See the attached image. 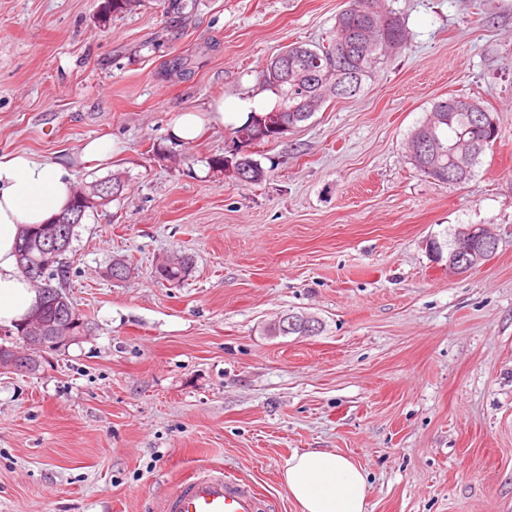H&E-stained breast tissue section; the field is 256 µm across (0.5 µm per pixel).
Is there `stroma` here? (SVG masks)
<instances>
[{"instance_id": "1", "label": "stroma", "mask_w": 512, "mask_h": 512, "mask_svg": "<svg viewBox=\"0 0 512 512\" xmlns=\"http://www.w3.org/2000/svg\"><path fill=\"white\" fill-rule=\"evenodd\" d=\"M349 2L195 0L178 25L144 0L103 28L100 0H0V156L62 162L80 189L125 184L67 255L85 334L0 370V512H161L206 468L298 512L283 472L309 449L363 467L368 512H512V0H381L406 46L357 97L257 147L260 184L206 164L232 123L170 141L181 113L260 95L269 61L326 42ZM175 57L185 70L165 75ZM452 94L499 129L454 187L405 150ZM102 136L111 160L82 161ZM464 224L491 225L498 248L454 275L430 243ZM170 256L192 261L177 284L154 276ZM293 313L320 331L269 334Z\"/></svg>"}]
</instances>
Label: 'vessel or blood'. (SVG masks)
<instances>
[{"mask_svg":"<svg viewBox=\"0 0 512 512\" xmlns=\"http://www.w3.org/2000/svg\"><path fill=\"white\" fill-rule=\"evenodd\" d=\"M253 485L227 472L201 470L177 482L164 498L161 512H265Z\"/></svg>","mask_w":512,"mask_h":512,"instance_id":"vessel-or-blood-1","label":"vessel or blood"}]
</instances>
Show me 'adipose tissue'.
<instances>
[{"label": "adipose tissue", "instance_id": "adipose-tissue-1", "mask_svg": "<svg viewBox=\"0 0 512 512\" xmlns=\"http://www.w3.org/2000/svg\"><path fill=\"white\" fill-rule=\"evenodd\" d=\"M74 182L61 163L16 152L0 157V327H10L38 295L20 273L15 253L21 230L65 209ZM284 483L299 512H367L368 486L361 465L334 452L307 450L287 461Z\"/></svg>", "mask_w": 512, "mask_h": 512}]
</instances>
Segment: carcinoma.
Returning <instances> with one entry per match:
<instances>
[{
  "instance_id": "cac0c4a2",
  "label": "carcinoma",
  "mask_w": 512,
  "mask_h": 512,
  "mask_svg": "<svg viewBox=\"0 0 512 512\" xmlns=\"http://www.w3.org/2000/svg\"><path fill=\"white\" fill-rule=\"evenodd\" d=\"M139 2L141 0H102L96 15L98 24H109L113 17L133 10ZM361 2L362 0H351L349 10H344L336 16L328 45L313 48L304 44L290 45L267 64L261 75V84L276 96V103L271 110L262 114L250 112L248 120L233 131L235 137L254 131L266 117L271 118L275 125L283 123L295 128L314 116L307 101L320 96L324 86L323 71L330 57L335 55V42L343 39L348 43L349 49L343 59L335 61V75L332 76L335 83L330 95L332 99L358 95L363 80L372 72L375 53L365 45L362 31L383 22L392 48L401 49L405 46L406 29L400 17L392 12L385 16L361 13L357 10ZM497 136L498 129L484 120L475 121L474 114L458 103V97L450 95L433 102L425 119L412 131L408 151L419 172L446 184L448 166L452 165L448 155V143L461 138L471 142L474 150L470 169L456 180V183L461 184L473 176L474 167L479 163L480 156L492 148ZM425 139H433L436 142V147L432 148L430 153L413 150L416 143ZM239 168L245 172L244 184L252 185L264 181L266 170L253 155L239 157ZM96 209L95 205L89 206L76 200L65 213L56 218L58 228L69 230L71 225L82 223L85 216ZM18 257L20 272L26 277L29 266L37 264L39 249L34 246L26 253L20 247ZM190 270L191 259L182 258L169 267L164 265L156 269V272L168 282L179 283L188 276Z\"/></svg>"
}]
</instances>
